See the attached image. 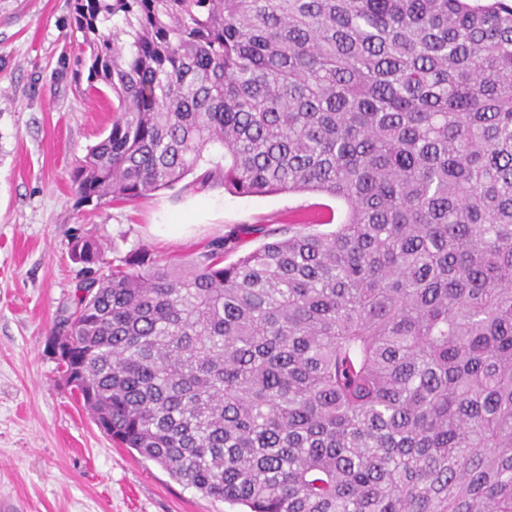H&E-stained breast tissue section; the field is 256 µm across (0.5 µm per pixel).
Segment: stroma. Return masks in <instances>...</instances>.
<instances>
[{
  "label": "stroma",
  "mask_w": 512,
  "mask_h": 512,
  "mask_svg": "<svg viewBox=\"0 0 512 512\" xmlns=\"http://www.w3.org/2000/svg\"><path fill=\"white\" fill-rule=\"evenodd\" d=\"M72 0H0V502L12 512H238L202 496L93 422L47 352L80 280L75 237L112 262L141 248L191 262L235 237L226 262L259 247L258 226L339 216L316 193L239 196L217 185L135 203H77L71 173L112 124V97L75 76ZM170 224L191 233L172 238Z\"/></svg>",
  "instance_id": "obj_1"
}]
</instances>
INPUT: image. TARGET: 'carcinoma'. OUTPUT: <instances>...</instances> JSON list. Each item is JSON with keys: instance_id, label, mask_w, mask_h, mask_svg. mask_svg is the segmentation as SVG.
<instances>
[{"instance_id": "carcinoma-1", "label": "carcinoma", "mask_w": 512, "mask_h": 512, "mask_svg": "<svg viewBox=\"0 0 512 512\" xmlns=\"http://www.w3.org/2000/svg\"><path fill=\"white\" fill-rule=\"evenodd\" d=\"M117 101L80 202L319 193L188 266L87 271L58 364L115 443L240 512H512V0H72Z\"/></svg>"}]
</instances>
